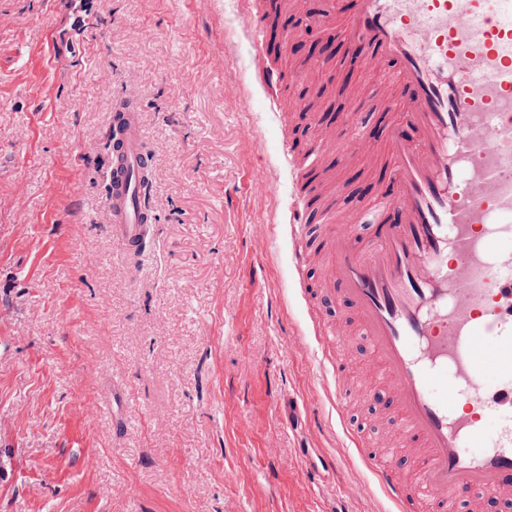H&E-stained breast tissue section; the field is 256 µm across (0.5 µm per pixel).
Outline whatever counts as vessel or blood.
Segmentation results:
<instances>
[{
    "instance_id": "1",
    "label": "vessel or blood",
    "mask_w": 512,
    "mask_h": 512,
    "mask_svg": "<svg viewBox=\"0 0 512 512\" xmlns=\"http://www.w3.org/2000/svg\"><path fill=\"white\" fill-rule=\"evenodd\" d=\"M251 54L268 49L265 13L241 0ZM318 43L307 70L340 59L363 73L350 109L295 120L315 127L306 154L283 139L294 175L285 214L299 288L314 257L344 297L386 381L399 423L397 447L420 468L406 476L395 455L376 456L345 421L376 486L395 512H455L497 501L512 512V430L490 438L488 414L512 416V0H321ZM252 84L280 110L281 76L253 69ZM106 207L112 235L138 258L153 232L152 155L131 99L112 113ZM374 178L368 227L345 209L343 168ZM319 370L342 380L332 322L315 326Z\"/></svg>"
}]
</instances>
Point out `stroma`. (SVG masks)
<instances>
[{
    "label": "stroma",
    "instance_id": "1",
    "mask_svg": "<svg viewBox=\"0 0 512 512\" xmlns=\"http://www.w3.org/2000/svg\"><path fill=\"white\" fill-rule=\"evenodd\" d=\"M235 0H0V512H394L331 405ZM136 101L150 244L104 207ZM267 170L273 188L250 186Z\"/></svg>",
    "mask_w": 512,
    "mask_h": 512
}]
</instances>
